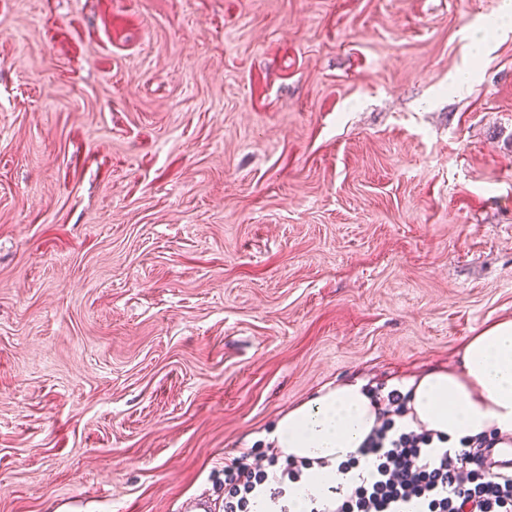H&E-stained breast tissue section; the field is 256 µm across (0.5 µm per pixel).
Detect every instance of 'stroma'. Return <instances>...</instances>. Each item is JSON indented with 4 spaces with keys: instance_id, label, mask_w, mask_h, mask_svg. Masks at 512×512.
<instances>
[{
    "instance_id": "obj_1",
    "label": "stroma",
    "mask_w": 512,
    "mask_h": 512,
    "mask_svg": "<svg viewBox=\"0 0 512 512\" xmlns=\"http://www.w3.org/2000/svg\"><path fill=\"white\" fill-rule=\"evenodd\" d=\"M0 0V512H224V452L512 319V0Z\"/></svg>"
}]
</instances>
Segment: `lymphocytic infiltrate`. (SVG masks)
I'll return each instance as SVG.
<instances>
[{"instance_id":"lymphocytic-infiltrate-1","label":"lymphocytic infiltrate","mask_w":512,"mask_h":512,"mask_svg":"<svg viewBox=\"0 0 512 512\" xmlns=\"http://www.w3.org/2000/svg\"><path fill=\"white\" fill-rule=\"evenodd\" d=\"M379 425L365 446L337 467L346 483L331 496L311 498L309 512H512V473L475 466V451L494 439L461 440L459 449L436 444L435 433L405 425L407 397L399 389L375 388ZM306 459L259 463L250 448L224 459V512H290L293 484L312 469Z\"/></svg>"}]
</instances>
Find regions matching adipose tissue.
<instances>
[{
	"instance_id": "adipose-tissue-1",
	"label": "adipose tissue",
	"mask_w": 512,
	"mask_h": 512,
	"mask_svg": "<svg viewBox=\"0 0 512 512\" xmlns=\"http://www.w3.org/2000/svg\"><path fill=\"white\" fill-rule=\"evenodd\" d=\"M408 386L413 425L447 436L449 446L492 432L512 436V320L468 338L460 368L431 369ZM377 424V406L360 379L325 385L278 419L268 435L273 447L316 464L295 484L292 512H304L309 497L339 481L338 464L363 446Z\"/></svg>"
}]
</instances>
